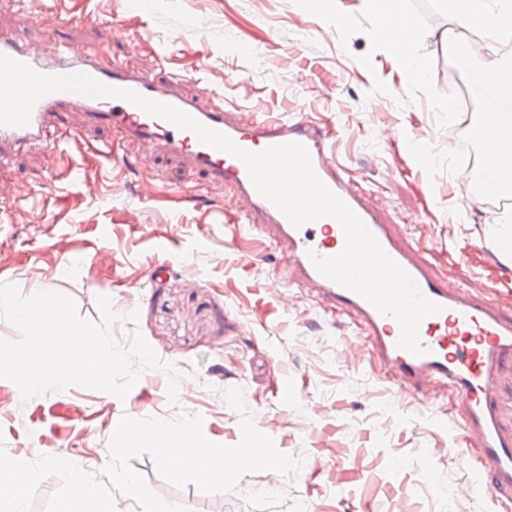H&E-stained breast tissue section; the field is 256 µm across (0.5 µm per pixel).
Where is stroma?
I'll return each mask as SVG.
<instances>
[{
    "label": "stroma",
    "instance_id": "35a3bbf8",
    "mask_svg": "<svg viewBox=\"0 0 512 512\" xmlns=\"http://www.w3.org/2000/svg\"><path fill=\"white\" fill-rule=\"evenodd\" d=\"M53 26L60 44L83 50L109 40L113 58L158 80L183 73L181 94L202 105L220 93L227 110L301 114L336 142V157L374 193L382 218L418 249L434 274L512 312V256L490 234L512 204H474V171L458 140L473 143L482 97L461 88L473 69L512 71V51L478 45L455 56L454 19L429 26L422 48L443 95L464 93L474 107L439 127L426 96L408 102L398 61L372 51L365 34L340 42L337 30L294 0H0V28L25 41ZM371 55L372 67L360 56ZM389 94L370 96L375 80ZM406 107H399L398 99ZM46 142L0 159V283L22 295L48 288L71 296L98 319L110 297L122 322L118 340L139 331L159 358L177 364L178 403L167 379L142 374L126 400L85 388L22 401L0 379V435L8 454L31 460L58 448L99 473L116 417L201 415L212 442L241 438L240 414L223 392L243 390L256 428L284 453L303 457L291 477L246 475L235 491L176 490L150 456L132 465L165 499L190 512H512V499L477 495L455 449L466 435L457 397L395 390L350 317L325 313L284 282L287 255L261 239L234 237L232 186L211 189L180 158L109 129L92 142ZM430 148L423 166L413 145ZM97 180L94 191L84 177ZM138 312L137 323L125 314Z\"/></svg>",
    "mask_w": 512,
    "mask_h": 512
}]
</instances>
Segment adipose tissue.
I'll return each mask as SVG.
<instances>
[{"label": "adipose tissue", "instance_id": "obj_1", "mask_svg": "<svg viewBox=\"0 0 512 512\" xmlns=\"http://www.w3.org/2000/svg\"><path fill=\"white\" fill-rule=\"evenodd\" d=\"M485 111L475 136L483 145V169L488 188L512 192V83L498 81L483 94Z\"/></svg>", "mask_w": 512, "mask_h": 512}]
</instances>
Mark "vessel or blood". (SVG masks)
Listing matches in <instances>:
<instances>
[{
	"mask_svg": "<svg viewBox=\"0 0 512 512\" xmlns=\"http://www.w3.org/2000/svg\"><path fill=\"white\" fill-rule=\"evenodd\" d=\"M109 52L110 45L104 41L91 53L61 48L49 54L0 32V54L43 74L83 72L104 85L174 106L225 134L242 149L257 152L290 142L303 144L317 176L362 219L422 294L441 305V312L427 316L419 327L426 354L417 356L399 348L401 329L394 318L380 314L360 295L322 276L314 267L312 255L333 257L345 246V235L336 219L323 217L294 227L256 191L239 159L202 144L193 132L178 129L127 101L74 92L48 94L35 104L27 126H0V156L40 141L48 127L68 126L75 115L72 109L77 106L81 112L77 114L80 120L74 137L107 126L133 135L141 144L182 155L211 186L232 184L238 191L245 224L255 236L287 253L288 285L303 289L325 312L340 310L348 314L388 370L394 386L416 393L442 387L455 391L462 427L470 442L469 447L456 449L457 459L468 466L477 492L511 495L512 433H505L501 427L503 412L497 382L504 367H512V315L493 300L453 287L447 278L433 274L428 260L401 239L394 225L379 220L377 199L356 188L342 173L335 147L320 127L297 115L260 118L228 111L220 103L202 107L196 99L177 93L174 80L159 82L129 66L104 65L102 59Z\"/></svg>",
	"mask_w": 512,
	"mask_h": 512,
	"instance_id": "vessel-or-blood-1",
	"label": "vessel or blood"
}]
</instances>
